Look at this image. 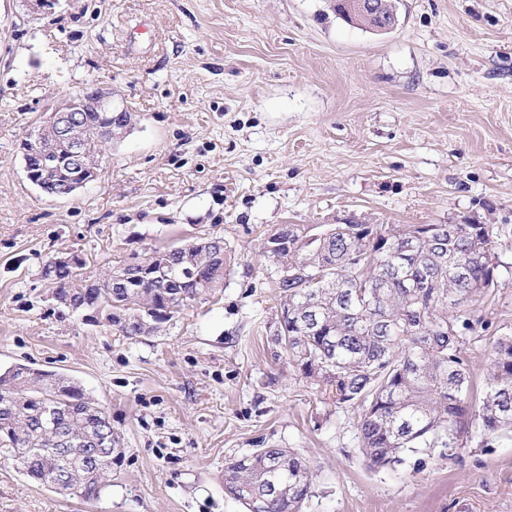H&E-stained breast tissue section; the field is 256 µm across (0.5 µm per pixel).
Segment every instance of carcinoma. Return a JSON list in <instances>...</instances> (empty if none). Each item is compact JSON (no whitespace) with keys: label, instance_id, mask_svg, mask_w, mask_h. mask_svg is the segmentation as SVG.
I'll return each mask as SVG.
<instances>
[{"label":"carcinoma","instance_id":"carcinoma-1","mask_svg":"<svg viewBox=\"0 0 512 512\" xmlns=\"http://www.w3.org/2000/svg\"><path fill=\"white\" fill-rule=\"evenodd\" d=\"M381 16L358 0H342L336 13L369 30L398 24L395 0H375ZM78 124L92 145L109 143L113 124L127 113L84 109ZM29 180L50 197L96 177L95 160L84 169L61 164L43 174L39 153L22 142ZM281 248L265 256L277 278L280 314L270 332L301 378L338 405L358 411L359 448L374 469H395L403 454L441 445L456 447L467 433L473 382L463 355L468 337L490 323L472 306L498 286V242L487 224H405L392 231L373 224H281L263 244ZM231 255L210 234L154 251L99 279L85 262L48 258L41 269L50 300L60 310L97 314L125 336H149L156 324L224 288ZM51 414L56 433L44 424ZM474 421L484 439L512 437V335L492 337L490 374ZM112 417L75 379L17 364L0 370V442L24 474L53 488L56 471L67 475L57 492L96 500L112 487L122 451L88 463L91 439ZM224 491L250 508L265 499V512H302L313 496V466L290 448H258L224 463Z\"/></svg>","mask_w":512,"mask_h":512}]
</instances>
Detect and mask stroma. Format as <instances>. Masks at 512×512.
I'll return each mask as SVG.
<instances>
[{
  "label": "stroma",
  "instance_id": "35a3bbf8",
  "mask_svg": "<svg viewBox=\"0 0 512 512\" xmlns=\"http://www.w3.org/2000/svg\"><path fill=\"white\" fill-rule=\"evenodd\" d=\"M103 88L135 115L66 198L26 177L21 143L53 100ZM280 224H488L505 268L477 305L512 334V0H401L377 35L327 0H0V368L75 378L123 456L83 502L0 450V512H244L224 462L290 448L314 466L303 512H512V439L373 469L357 413L270 342L262 254ZM231 250L224 290L150 336L64 315L39 271L88 274L198 234Z\"/></svg>",
  "mask_w": 512,
  "mask_h": 512
}]
</instances>
